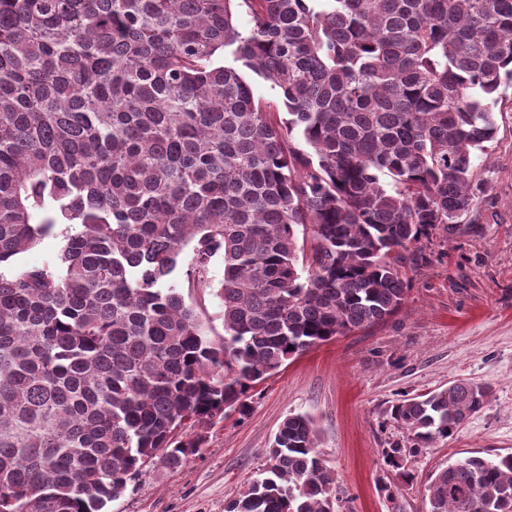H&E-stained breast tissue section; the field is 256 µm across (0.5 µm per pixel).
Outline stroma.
<instances>
[{
	"label": "stroma",
	"mask_w": 512,
	"mask_h": 512,
	"mask_svg": "<svg viewBox=\"0 0 512 512\" xmlns=\"http://www.w3.org/2000/svg\"><path fill=\"white\" fill-rule=\"evenodd\" d=\"M496 139L475 158L488 185L481 233L435 240L431 261L412 272L402 310L387 323L337 337L287 361L256 386L248 415L195 426L204 443L175 468L153 460L105 512H224L255 478L291 414L311 416L321 456L336 474V512H426L429 474L468 456L512 452V88L495 110ZM454 379L492 389L489 403L448 440L406 467L405 483L382 452L406 435L387 409Z\"/></svg>",
	"instance_id": "obj_1"
}]
</instances>
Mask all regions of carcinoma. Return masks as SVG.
<instances>
[{
    "label": "carcinoma",
    "instance_id": "1",
    "mask_svg": "<svg viewBox=\"0 0 512 512\" xmlns=\"http://www.w3.org/2000/svg\"><path fill=\"white\" fill-rule=\"evenodd\" d=\"M511 86L512 0H0V266L64 240L0 272V512H101L147 461L197 453L176 432L395 316L480 207L473 158ZM184 287L218 298L223 335ZM490 396L455 380L392 404L408 444L385 464L413 481L407 458ZM318 447L286 417L224 512H335ZM426 499L512 512V453L434 472ZM243 74L245 78L252 84L256 98H259L262 103H267L274 108L280 107L281 110L283 109L280 101L279 91L277 88H273L270 81L259 78L248 70H244ZM57 232V236L46 238L34 248L22 253L16 259L14 268L43 266L54 262L64 244L60 230Z\"/></svg>",
    "mask_w": 512,
    "mask_h": 512
}]
</instances>
